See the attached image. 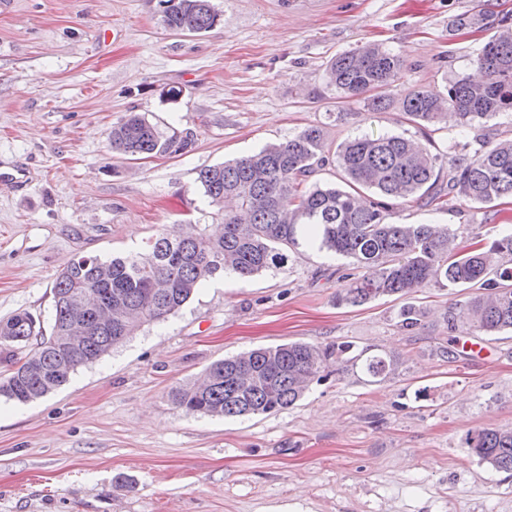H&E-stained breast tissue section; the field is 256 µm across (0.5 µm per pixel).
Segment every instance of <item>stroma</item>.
<instances>
[{
    "label": "stroma",
    "mask_w": 512,
    "mask_h": 512,
    "mask_svg": "<svg viewBox=\"0 0 512 512\" xmlns=\"http://www.w3.org/2000/svg\"><path fill=\"white\" fill-rule=\"evenodd\" d=\"M486 4L482 24L452 20ZM205 33L176 35L158 0H0V320L53 317L52 287L74 258L139 249L161 230L223 223L200 169L287 141L317 125L328 147L395 134L447 153L487 133L512 139V116L424 134L400 100L471 74L512 0H212ZM401 54V80L371 112L327 84L329 62L368 43ZM136 112L164 132H192L181 154L117 159L114 123ZM390 220L451 224L460 241L512 232V198L432 211L411 203ZM347 260L303 250L243 280L204 281L177 313L142 325L65 385L21 404L0 398V512H512V472L464 444L479 427H512V334L458 330L449 307L468 288L400 301L337 303ZM292 341L352 343L399 356L398 375L361 369L312 384L295 406L250 418L187 413L172 389L213 363Z\"/></svg>",
    "instance_id": "1"
}]
</instances>
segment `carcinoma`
<instances>
[{
  "label": "carcinoma",
  "instance_id": "cac0c4a2",
  "mask_svg": "<svg viewBox=\"0 0 512 512\" xmlns=\"http://www.w3.org/2000/svg\"><path fill=\"white\" fill-rule=\"evenodd\" d=\"M166 29L200 34L216 26L211 0H158ZM480 78L458 77L441 91L416 88L400 107L421 129L448 114L464 126L512 112V25L508 20L475 58ZM404 59L378 43H367L332 59L328 85L345 99L364 98L378 112L388 103L367 93L397 82ZM193 134L164 135L143 116L131 113L112 126L109 146L125 155H167L187 151ZM343 186L308 184L328 164L322 129L310 126L285 143L267 144L256 153L200 170L198 179L210 203L226 201L224 223L212 233L192 229L155 236L144 252L102 260L80 257L57 276L53 323L44 336L28 312L0 321V353L11 364L0 380V397L28 403L65 385L71 374L92 364L145 323L165 319L183 307L207 278L232 274L248 279L283 266L289 254L306 248L344 258L362 276H345L336 294L340 304L361 306L383 297L410 296L431 283L479 292L448 311V332L459 325L491 335L512 333V234L488 244H457L452 225L406 224L388 220V201L442 208L453 196L492 204L512 198V140L494 145L480 138L462 145L451 160L448 185L440 183L442 157L401 135L356 136L337 152ZM371 190L383 197L363 195ZM425 310L406 303L399 326L411 330ZM29 352L18 356V351ZM352 345L322 346L291 342L259 348L211 365L203 377L171 391L188 413L252 417L287 409L308 386L326 377L330 365ZM375 382L398 373L391 355L348 358ZM466 445L482 463L512 472V427H480Z\"/></svg>",
  "mask_w": 512,
  "mask_h": 512
}]
</instances>
